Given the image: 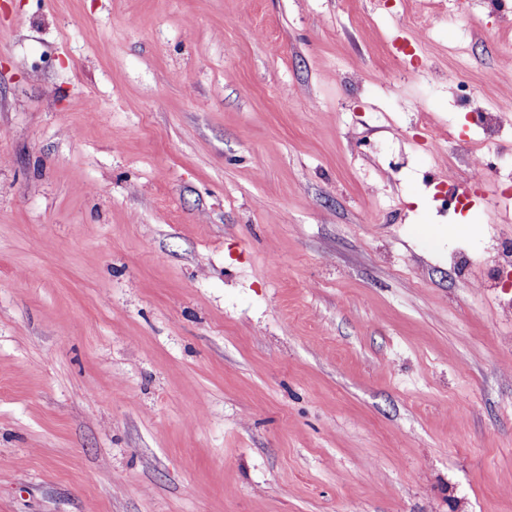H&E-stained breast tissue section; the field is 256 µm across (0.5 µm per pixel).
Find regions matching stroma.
Returning <instances> with one entry per match:
<instances>
[{"label": "stroma", "mask_w": 512, "mask_h": 512, "mask_svg": "<svg viewBox=\"0 0 512 512\" xmlns=\"http://www.w3.org/2000/svg\"><path fill=\"white\" fill-rule=\"evenodd\" d=\"M510 244L490 0H0V512H512Z\"/></svg>", "instance_id": "obj_1"}]
</instances>
